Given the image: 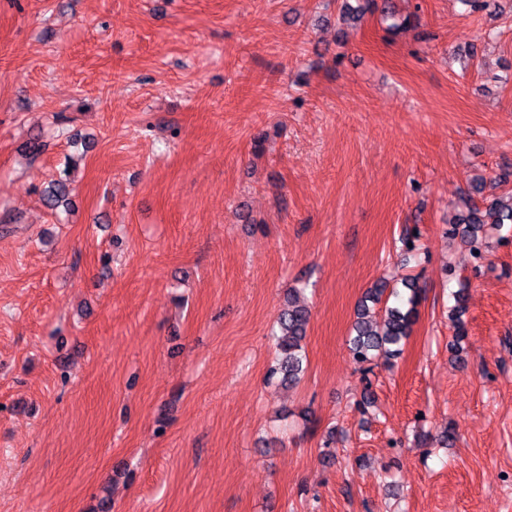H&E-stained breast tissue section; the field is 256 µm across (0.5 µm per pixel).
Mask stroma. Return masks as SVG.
<instances>
[{
	"label": "stroma",
	"instance_id": "stroma-1",
	"mask_svg": "<svg viewBox=\"0 0 512 512\" xmlns=\"http://www.w3.org/2000/svg\"><path fill=\"white\" fill-rule=\"evenodd\" d=\"M341 4L0 0V512H512V224L479 261L450 224L512 195V0H397L394 36ZM406 275L362 375L357 306ZM402 285L410 292L405 301L396 288H392L389 295L402 300L399 305H388L389 298L383 300L388 284L379 280L366 292L358 306L351 352L354 361L365 372L372 368L364 365L370 364L376 356L383 355L387 360L397 358L410 334L417 315L420 288L415 277L403 278ZM311 312L308 306L289 301L279 320V332L274 335L278 361L270 368L269 378H279L281 384L297 385L303 376L305 359L302 341L306 337Z\"/></svg>",
	"mask_w": 512,
	"mask_h": 512
}]
</instances>
